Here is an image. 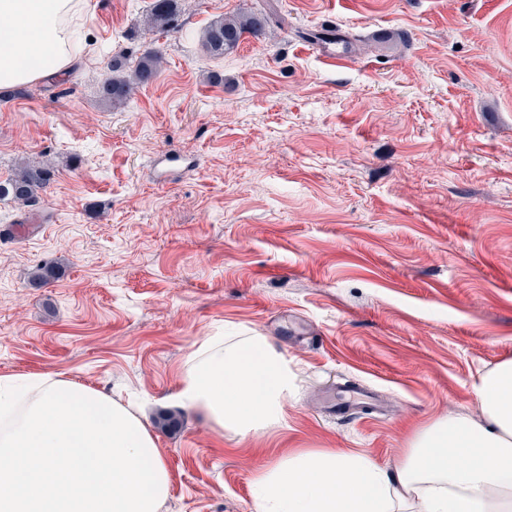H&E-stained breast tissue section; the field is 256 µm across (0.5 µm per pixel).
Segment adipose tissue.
<instances>
[{
	"mask_svg": "<svg viewBox=\"0 0 512 512\" xmlns=\"http://www.w3.org/2000/svg\"><path fill=\"white\" fill-rule=\"evenodd\" d=\"M75 0H0V87L65 74ZM295 385L267 337L210 336L193 352L177 398L232 436L284 420ZM478 413L437 419L388 469L359 452L305 450L251 481L257 512H512V359L479 376Z\"/></svg>",
	"mask_w": 512,
	"mask_h": 512,
	"instance_id": "ef3b65f1",
	"label": "adipose tissue"
}]
</instances>
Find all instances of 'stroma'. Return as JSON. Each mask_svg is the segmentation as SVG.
I'll return each mask as SVG.
<instances>
[{
  "mask_svg": "<svg viewBox=\"0 0 512 512\" xmlns=\"http://www.w3.org/2000/svg\"><path fill=\"white\" fill-rule=\"evenodd\" d=\"M257 2L177 0L159 32L153 0H88L75 67L0 98V182L54 170L35 206L0 200V377L176 413L153 431L161 512H256L253 474L291 449L393 467L512 359V0H270L282 26L207 55L208 24ZM324 27L344 64L308 40ZM147 49L158 78L105 101L113 57ZM256 334L296 376L284 428L234 437L180 407L201 341ZM349 382L383 414L337 416Z\"/></svg>",
  "mask_w": 512,
  "mask_h": 512,
  "instance_id": "obj_1",
  "label": "stroma"
}]
</instances>
